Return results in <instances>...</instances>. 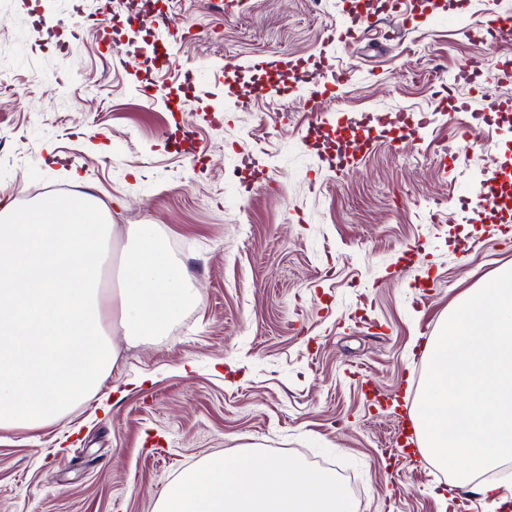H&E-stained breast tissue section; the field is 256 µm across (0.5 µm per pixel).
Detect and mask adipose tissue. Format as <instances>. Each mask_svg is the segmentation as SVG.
Returning <instances> with one entry per match:
<instances>
[{
	"label": "adipose tissue",
	"mask_w": 512,
	"mask_h": 512,
	"mask_svg": "<svg viewBox=\"0 0 512 512\" xmlns=\"http://www.w3.org/2000/svg\"><path fill=\"white\" fill-rule=\"evenodd\" d=\"M95 197L0 206V433L34 432L94 397L117 361L106 325L117 309L128 343L166 336L196 305L185 271L154 225L132 224L123 285L103 286L111 237ZM154 512H352L335 477L257 450L216 454L181 472Z\"/></svg>",
	"instance_id": "ef3b65f1"
}]
</instances>
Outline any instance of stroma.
<instances>
[{
    "instance_id": "obj_1",
    "label": "stroma",
    "mask_w": 512,
    "mask_h": 512,
    "mask_svg": "<svg viewBox=\"0 0 512 512\" xmlns=\"http://www.w3.org/2000/svg\"><path fill=\"white\" fill-rule=\"evenodd\" d=\"M93 0H0V202L92 194L114 231L152 224L198 304L167 336L118 344L110 385L35 434L0 439V512H153L159 493L213 454L253 445L274 460L329 467L357 483V512H462L464 490L424 455L400 457L393 406L370 410L363 383L415 405L425 346L468 289L512 266V238L463 199L486 163L512 166V35L490 40L512 0H421L411 27L382 18L363 41L327 42L353 0H172L176 63L156 68L76 28ZM297 54L349 72L336 101L293 94L235 110L224 63ZM201 80L184 84L181 72ZM151 79L185 98L205 165L178 148ZM433 112L429 130L414 125ZM405 114L406 125L378 116ZM368 125L372 150L338 168L310 145L323 119ZM454 157L445 168L441 147ZM430 289H422V282Z\"/></svg>"
}]
</instances>
